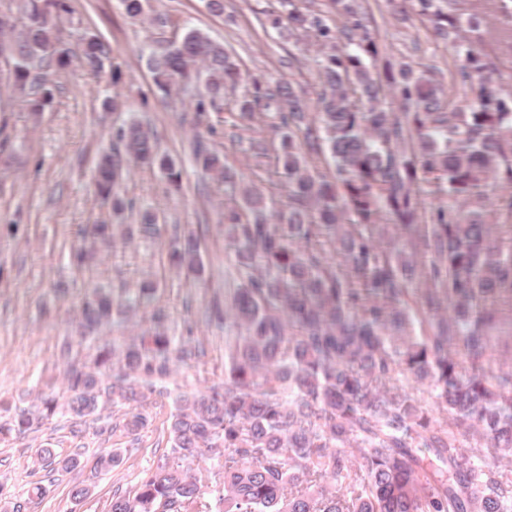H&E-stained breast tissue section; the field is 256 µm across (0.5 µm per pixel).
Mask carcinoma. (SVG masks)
Segmentation results:
<instances>
[{
    "mask_svg": "<svg viewBox=\"0 0 512 512\" xmlns=\"http://www.w3.org/2000/svg\"><path fill=\"white\" fill-rule=\"evenodd\" d=\"M342 23L306 0H279L269 23L301 41L319 87L316 100L290 80L244 78L235 57L198 30L147 58L165 96L193 92L197 166L224 183V236L240 284L209 318L234 335L224 342V382L184 395L171 414L172 460L112 494L108 512H206L214 488L220 512H512V343L501 350L512 317V242L494 236L512 219V194L487 203L486 188H512V105L485 54L464 50L458 79L443 88L436 72L385 58L358 0H328ZM456 45L487 13H512V0H409ZM134 22L156 28L170 15H148L146 0H121ZM19 23L0 20V51L10 53L14 86L36 112L53 99L52 78L73 59L99 70L112 54L94 34L77 48L59 37L70 0H21ZM462 94L452 106L445 95ZM230 101L240 120L274 137H250L273 156L288 188L280 206L265 177L244 180L205 144L208 114ZM326 150L331 174L310 156ZM158 170L181 190L177 161L159 151L153 130L114 128L93 169L98 197L122 213L134 203L116 192L130 166ZM434 176L451 206L426 209L420 174ZM159 216L137 224H94L89 245L73 255L91 269L116 233L161 236ZM168 265L201 279L204 263L191 232L171 236ZM131 306L93 283L78 308L74 342L95 353L64 370L67 397L36 403L0 423V439L22 436L60 415L74 427L102 401L129 405L120 424L130 435L148 425L152 398L192 351L169 336L164 310L121 346L99 336ZM422 333H415V324ZM436 392L435 410L414 393ZM218 470L194 468L208 455ZM47 467L71 472L80 461L39 452Z\"/></svg>",
    "mask_w": 512,
    "mask_h": 512,
    "instance_id": "cac0c4a2",
    "label": "carcinoma"
}]
</instances>
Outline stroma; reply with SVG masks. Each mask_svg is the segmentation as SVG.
Listing matches in <instances>:
<instances>
[{
    "label": "stroma",
    "instance_id": "stroma-1",
    "mask_svg": "<svg viewBox=\"0 0 512 512\" xmlns=\"http://www.w3.org/2000/svg\"><path fill=\"white\" fill-rule=\"evenodd\" d=\"M361 3L385 55L437 69L446 79L455 74L456 50L434 37L430 22L415 15L399 19V11L410 8L408 0ZM149 5L176 16L179 29L156 30L131 21L120 0H72V20L60 26L65 41L88 32L110 43L111 62L122 72L118 83L110 82L108 71L72 63L51 104L36 112L0 63V406L29 407L42 391L64 396L61 371L72 320L93 281L133 307L129 315L113 318L104 331L108 340L122 344L148 327L160 308L175 342L199 348L200 354L166 380L168 397L154 402L149 423L138 435L120 429L102 435L87 427L76 436L66 420L56 417L27 435L0 441V488L19 512H106L114 490L131 489L168 452L167 427L177 398L224 380V328L208 319L213 300L230 298L238 283L222 226L224 185L196 167L193 112L176 98L162 97L146 66L148 55L177 39L179 30L195 29L222 43L245 74L289 79L312 95L318 91L302 44L280 37L266 23L277 0H224L220 15L210 13L205 0H149ZM109 97L118 101V111L103 108ZM125 121L155 130L161 151L182 169V189L169 193L157 170L134 168L118 191L136 209L117 216L97 197L92 170L111 144L113 126ZM210 122L216 129L211 149L244 177L268 166V159L255 156L248 145L232 141L238 122L234 113H211ZM141 208L158 213L161 238L114 239L92 274H78L70 252L82 243L87 226L134 224ZM177 228L200 240L201 280L186 279L165 261V239ZM146 280L156 281L158 288L151 304L141 305L137 287ZM45 447L61 458L78 455L79 467L70 473L44 469L37 452ZM111 451L120 453V464L101 470L98 458ZM77 482L92 488L81 502L71 495ZM37 485L46 490L39 499L30 494Z\"/></svg>",
    "mask_w": 512,
    "mask_h": 512
}]
</instances>
